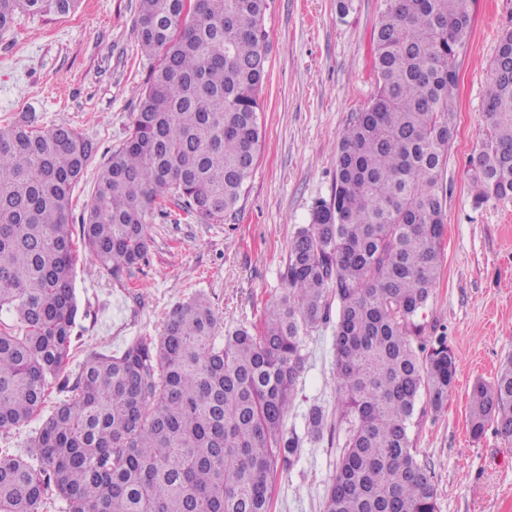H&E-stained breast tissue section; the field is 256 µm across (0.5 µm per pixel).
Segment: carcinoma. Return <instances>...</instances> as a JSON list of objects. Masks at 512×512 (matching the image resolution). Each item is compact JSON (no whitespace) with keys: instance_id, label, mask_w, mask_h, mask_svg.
I'll return each mask as SVG.
<instances>
[{"instance_id":"carcinoma-1","label":"carcinoma","mask_w":512,"mask_h":512,"mask_svg":"<svg viewBox=\"0 0 512 512\" xmlns=\"http://www.w3.org/2000/svg\"><path fill=\"white\" fill-rule=\"evenodd\" d=\"M372 32V99L351 113L334 190L288 245L282 291L258 329L217 335L211 305L177 304L157 337L93 351L65 374L78 304L69 206L96 145L74 128L0 127V431L29 424L49 388L67 393L29 436L0 448V512H269L271 477L299 442L283 428L306 335L334 331L337 411L351 425L324 512H437L408 429L426 394L448 400L447 336L419 347L414 317L440 278L457 59L467 0H383ZM75 0H0V35L19 13L67 14ZM269 0H139L136 40L157 58L129 136L107 159L83 219L84 249L114 275L144 260L165 199L220 224L252 176L267 80ZM474 203L512 201V26L490 65ZM470 432L512 442V358L473 385ZM325 415L308 412L322 433Z\"/></svg>"}]
</instances>
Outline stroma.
I'll list each match as a JSON object with an SVG mask.
<instances>
[{
    "label": "stroma",
    "instance_id": "obj_1",
    "mask_svg": "<svg viewBox=\"0 0 512 512\" xmlns=\"http://www.w3.org/2000/svg\"><path fill=\"white\" fill-rule=\"evenodd\" d=\"M383 0H270L268 80L261 94L262 142L237 210L223 223L187 216L168 198L148 226L150 246L137 266L113 275L76 249L79 304L72 364L93 351L118 352L136 336H158L174 305L203 297L220 330L257 325L280 289L279 271L296 229L319 199H330L336 151L351 112L375 91L371 32ZM469 41L459 56L452 143L442 173L447 191L443 268L416 322L422 338L446 334L455 357L454 388L441 410L419 400L409 427L418 459L437 490V512H512V443L494 424L470 433L468 400L476 382H493L512 358V201L474 206L471 158L484 126L483 102L500 31L512 25V0H469ZM138 0H77L64 16L19 15L0 36V125L65 124L97 151L71 199L80 226L98 173L121 146L153 61L135 38ZM335 322L304 339L307 360L284 418L300 446L280 467L272 512H323L343 452L336 425ZM321 406L330 423L311 434L306 416Z\"/></svg>",
    "mask_w": 512,
    "mask_h": 512
}]
</instances>
